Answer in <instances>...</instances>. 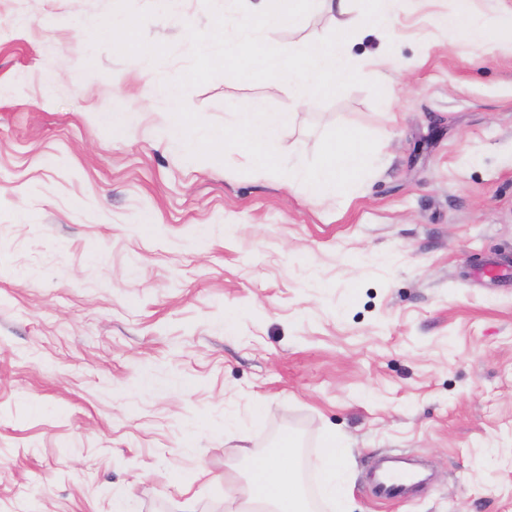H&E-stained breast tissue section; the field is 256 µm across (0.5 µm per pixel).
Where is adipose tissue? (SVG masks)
<instances>
[{
    "label": "adipose tissue",
    "mask_w": 512,
    "mask_h": 512,
    "mask_svg": "<svg viewBox=\"0 0 512 512\" xmlns=\"http://www.w3.org/2000/svg\"><path fill=\"white\" fill-rule=\"evenodd\" d=\"M302 0H264L253 16L239 20L237 47L251 52V72L272 78H283L295 85L299 96L335 97L342 85L357 79L350 63V49L356 30L373 31L386 27L390 11L383 0H359L358 10H351V0H321L326 9L330 28L320 38L308 40L295 48L288 59L254 53L252 47L258 30L296 24L300 19ZM471 0H457L453 13L439 15L438 26L452 28L473 42L494 35L503 42H512V11L495 16L491 21H479L471 11ZM347 448L335 435L324 441L317 462L322 490L334 502L337 512H353L336 484V468L347 455ZM236 512H310L298 479L294 443L284 437L275 453L253 458L244 487L237 491Z\"/></svg>",
    "instance_id": "1"
}]
</instances>
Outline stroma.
<instances>
[{
    "label": "stroma",
    "instance_id": "1",
    "mask_svg": "<svg viewBox=\"0 0 512 512\" xmlns=\"http://www.w3.org/2000/svg\"><path fill=\"white\" fill-rule=\"evenodd\" d=\"M456 6L397 0L333 99L226 75L185 92L217 125L289 115L293 161L337 125L375 137L323 200L166 141L161 86L204 0L164 26L154 0H0V512H225L248 469L225 447L288 434L313 476L331 432L356 512H512V48L435 25ZM115 13L138 27L123 49L84 29ZM325 25L257 39L284 56ZM384 455L432 482L379 504Z\"/></svg>",
    "mask_w": 512,
    "mask_h": 512
}]
</instances>
